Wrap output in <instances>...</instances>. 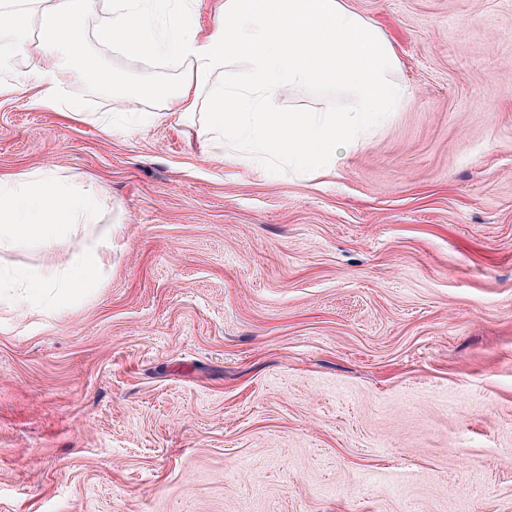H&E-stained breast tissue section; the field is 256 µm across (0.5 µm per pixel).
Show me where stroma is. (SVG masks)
<instances>
[{
	"label": "stroma",
	"mask_w": 512,
	"mask_h": 512,
	"mask_svg": "<svg viewBox=\"0 0 512 512\" xmlns=\"http://www.w3.org/2000/svg\"><path fill=\"white\" fill-rule=\"evenodd\" d=\"M343 2L409 96L311 179L207 155L194 122L123 131L162 109L137 77L185 71L99 43L98 18L113 92H60L84 118L17 66L0 175L100 182L114 211L90 296L0 303V512H512V0Z\"/></svg>",
	"instance_id": "obj_1"
}]
</instances>
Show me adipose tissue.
I'll return each mask as SVG.
<instances>
[{
    "mask_svg": "<svg viewBox=\"0 0 512 512\" xmlns=\"http://www.w3.org/2000/svg\"><path fill=\"white\" fill-rule=\"evenodd\" d=\"M99 0H0V36L11 37L0 54V93L17 63L39 76L37 99L58 107L60 90L98 70L85 52L86 23ZM198 0H112L98 36L140 56L162 57L188 75L163 86L141 75L140 99H159L140 125L184 122L197 104L206 112L199 134L208 152L243 144L257 169L288 167L305 173L332 167L337 153L356 142L386 114L396 111L407 89L394 80V49L385 34L343 0H221L206 30H198ZM38 36H30V27ZM243 63L242 77L226 72ZM342 86L350 104L341 112H287L279 103L284 86ZM104 185H77L72 178L27 169L0 178V255L22 239L55 244L64 230L102 221ZM104 266L97 246L72 254L60 268L0 270V292L23 288V302L54 294L66 301L91 289Z\"/></svg>",
    "mask_w": 512,
    "mask_h": 512,
    "instance_id": "ef3b65f1",
    "label": "adipose tissue"
}]
</instances>
